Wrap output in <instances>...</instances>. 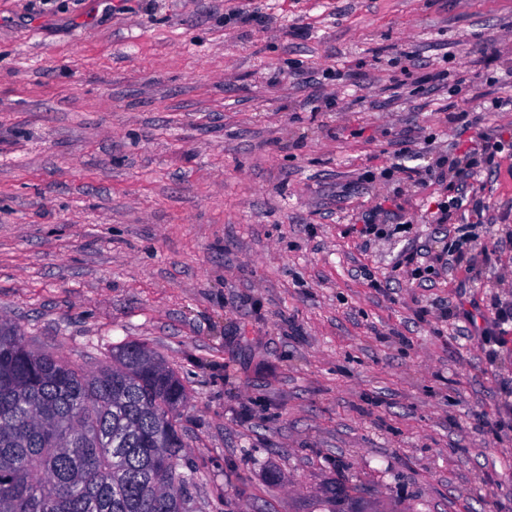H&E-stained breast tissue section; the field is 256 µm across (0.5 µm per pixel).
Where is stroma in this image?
Returning <instances> with one entry per match:
<instances>
[{
  "instance_id": "obj_1",
  "label": "stroma",
  "mask_w": 512,
  "mask_h": 512,
  "mask_svg": "<svg viewBox=\"0 0 512 512\" xmlns=\"http://www.w3.org/2000/svg\"><path fill=\"white\" fill-rule=\"evenodd\" d=\"M432 71L512 91V0H0V323L173 368L194 512H512V329L491 359L438 312L512 300V154L448 225L447 182L384 174L461 139ZM386 197L425 279L353 229ZM464 242L459 239L448 243V267L461 269L464 267V271L468 274L474 270V266L481 263H488L492 261L493 253L486 250H480L472 253L470 251H464Z\"/></svg>"
}]
</instances>
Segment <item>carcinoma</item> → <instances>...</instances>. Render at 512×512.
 Returning <instances> with one entry per match:
<instances>
[{"instance_id": "cac0c4a2", "label": "carcinoma", "mask_w": 512, "mask_h": 512, "mask_svg": "<svg viewBox=\"0 0 512 512\" xmlns=\"http://www.w3.org/2000/svg\"><path fill=\"white\" fill-rule=\"evenodd\" d=\"M186 401L139 342L89 374L0 323V512H189Z\"/></svg>"}]
</instances>
